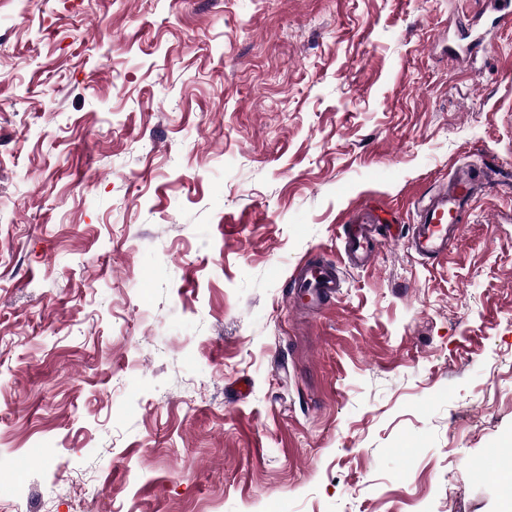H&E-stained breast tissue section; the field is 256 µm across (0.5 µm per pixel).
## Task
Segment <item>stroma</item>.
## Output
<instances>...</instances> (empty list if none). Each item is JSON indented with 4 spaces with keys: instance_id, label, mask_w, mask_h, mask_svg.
<instances>
[{
    "instance_id": "obj_1",
    "label": "stroma",
    "mask_w": 512,
    "mask_h": 512,
    "mask_svg": "<svg viewBox=\"0 0 512 512\" xmlns=\"http://www.w3.org/2000/svg\"><path fill=\"white\" fill-rule=\"evenodd\" d=\"M461 164L494 189L421 263L414 202ZM363 205L399 229L358 268ZM316 261L343 288L303 310ZM511 439L512 29L0 0V512H498ZM296 302L304 309H317L340 294L343 279L337 263L319 262L298 266L293 273Z\"/></svg>"
}]
</instances>
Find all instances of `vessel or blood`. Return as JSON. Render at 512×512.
Wrapping results in <instances>:
<instances>
[{
	"label": "vessel or blood",
	"instance_id": "1",
	"mask_svg": "<svg viewBox=\"0 0 512 512\" xmlns=\"http://www.w3.org/2000/svg\"><path fill=\"white\" fill-rule=\"evenodd\" d=\"M487 185V178L471 166L456 167L447 186L431 195L419 209L417 221L408 231V248L427 263L447 256L450 247L463 235L471 198L486 191ZM378 221L376 210L353 212L344 238V252L350 264L363 266L376 257ZM342 286L343 279L333 262L304 264L293 273L296 301L305 309L319 308L326 300L337 296Z\"/></svg>",
	"mask_w": 512,
	"mask_h": 512
}]
</instances>
